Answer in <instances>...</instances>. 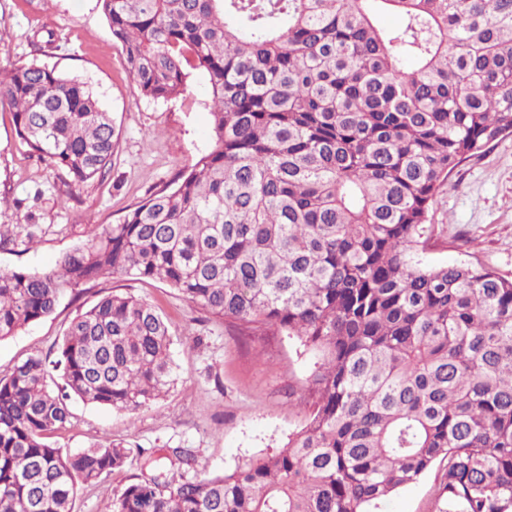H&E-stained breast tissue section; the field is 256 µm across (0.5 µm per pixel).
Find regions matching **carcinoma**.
Returning a JSON list of instances; mask_svg holds the SVG:
<instances>
[{
  "mask_svg": "<svg viewBox=\"0 0 512 512\" xmlns=\"http://www.w3.org/2000/svg\"><path fill=\"white\" fill-rule=\"evenodd\" d=\"M100 3L141 97L205 77L214 146L53 266L0 267V341L82 284L135 276L318 357L284 448L192 479L190 453L160 448L107 512H367L437 460L435 512H512V279L417 260L439 240V189L512 133V0ZM382 9L402 24L379 26ZM0 108L71 182L111 164L114 123L77 78L0 68ZM35 243L32 225L0 224V251ZM171 344L153 304L112 293L71 320L55 360L1 376L0 512H74L80 487L142 457L49 439L73 397L128 414L163 398Z\"/></svg>",
  "mask_w": 512,
  "mask_h": 512,
  "instance_id": "1",
  "label": "carcinoma"
}]
</instances>
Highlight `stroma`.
<instances>
[{
	"mask_svg": "<svg viewBox=\"0 0 512 512\" xmlns=\"http://www.w3.org/2000/svg\"><path fill=\"white\" fill-rule=\"evenodd\" d=\"M0 31L6 34L0 66L34 61L79 79L118 131L105 177L76 184L31 155L11 113L0 111V194L11 202L0 210V224H32L39 236L33 249L0 251L1 267L52 265L82 242L86 225L115 223L212 149L204 77L191 74L185 91L171 100L142 98L123 69L98 0H0ZM433 221L444 227V244L423 253V264L465 261L512 278V135L453 172L437 196ZM111 292L145 298L167 320L175 381L163 399L132 415L71 399L73 418L54 436L56 447L74 452L107 437L135 448H180L200 468L221 473L286 446L305 419L300 380L314 355L284 336L242 335L235 324L193 311L159 281L101 278L67 293L51 317L0 341V376L31 356L54 359L76 313ZM137 471L132 462L80 489L74 512H104ZM440 471L433 465L375 512H433Z\"/></svg>",
	"mask_w": 512,
	"mask_h": 512,
	"instance_id": "stroma-1",
	"label": "stroma"
}]
</instances>
